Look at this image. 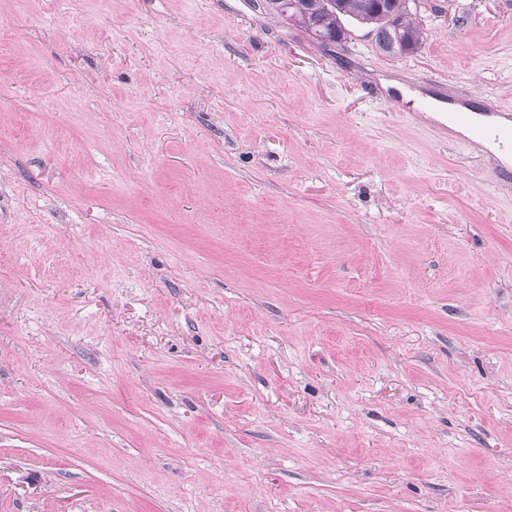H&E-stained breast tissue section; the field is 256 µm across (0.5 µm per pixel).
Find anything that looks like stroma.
I'll use <instances>...</instances> for the list:
<instances>
[{"label": "stroma", "instance_id": "1", "mask_svg": "<svg viewBox=\"0 0 512 512\" xmlns=\"http://www.w3.org/2000/svg\"><path fill=\"white\" fill-rule=\"evenodd\" d=\"M418 17L0 0V512H512V0ZM406 0H251L252 7L281 17L304 31L318 44H336L347 38L344 20L371 28L377 49L388 56L415 52L426 31Z\"/></svg>", "mask_w": 512, "mask_h": 512}]
</instances>
